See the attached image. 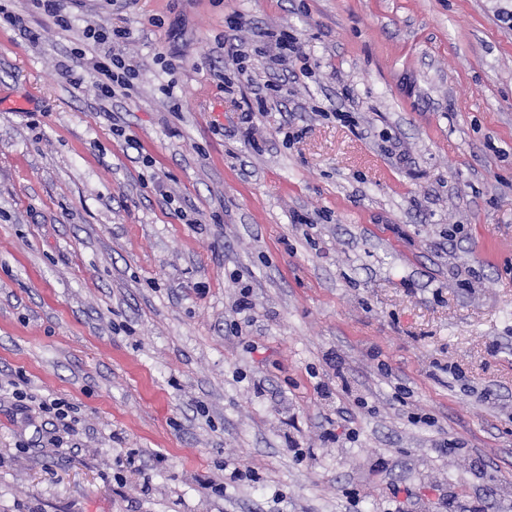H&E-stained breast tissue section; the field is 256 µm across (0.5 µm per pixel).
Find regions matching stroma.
Listing matches in <instances>:
<instances>
[{"label": "stroma", "instance_id": "stroma-1", "mask_svg": "<svg viewBox=\"0 0 512 512\" xmlns=\"http://www.w3.org/2000/svg\"><path fill=\"white\" fill-rule=\"evenodd\" d=\"M11 8L0 512H512V0ZM244 23L237 17L230 18L227 21V31H224V56L231 60L232 64L236 66L237 80L246 78L248 80V66L247 60L251 57L248 43L240 37L238 33L242 32ZM269 38L268 58L272 64L281 65L283 62L293 63L301 60L298 40L295 35L286 31L266 33ZM110 64H107L103 61H95L93 63V69L100 75L99 81L108 80L111 84L103 82L101 85V89L104 93L112 94L114 97L117 94V91L120 92L122 96L129 97L134 91L133 83L131 79H135L138 76V73L135 69L130 68V66H126L125 61L119 55H112L110 59ZM113 67L118 70H122V72H114Z\"/></svg>", "mask_w": 512, "mask_h": 512}]
</instances>
